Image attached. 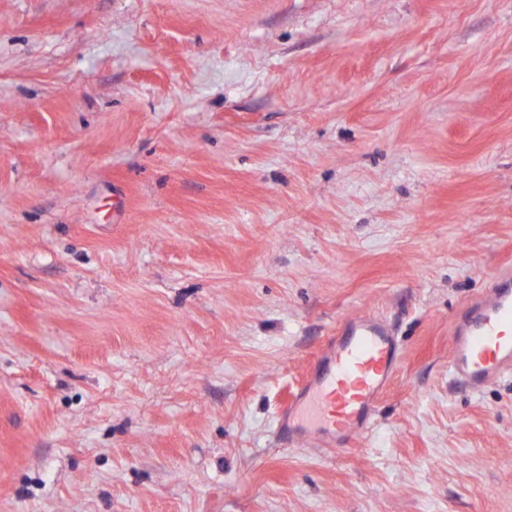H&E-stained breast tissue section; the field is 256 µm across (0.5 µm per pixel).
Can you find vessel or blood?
<instances>
[{
    "label": "vessel or blood",
    "instance_id": "vessel-or-blood-1",
    "mask_svg": "<svg viewBox=\"0 0 512 512\" xmlns=\"http://www.w3.org/2000/svg\"><path fill=\"white\" fill-rule=\"evenodd\" d=\"M401 359L399 342L386 321L371 314L346 319L279 410V431L292 445L345 446L353 435L369 428ZM450 369L453 378L472 392L512 373L511 272L495 277L456 318Z\"/></svg>",
    "mask_w": 512,
    "mask_h": 512
}]
</instances>
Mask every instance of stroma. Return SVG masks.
I'll use <instances>...</instances> for the list:
<instances>
[{"instance_id":"1","label":"stroma","mask_w":512,"mask_h":512,"mask_svg":"<svg viewBox=\"0 0 512 512\" xmlns=\"http://www.w3.org/2000/svg\"><path fill=\"white\" fill-rule=\"evenodd\" d=\"M512 0H0V512H512ZM346 448L275 417L345 319ZM453 378L480 392L512 373V273L494 278L456 318L451 332ZM401 359L399 342L386 321L371 314L346 319L277 413L279 431L289 445L345 446L369 428Z\"/></svg>"}]
</instances>
